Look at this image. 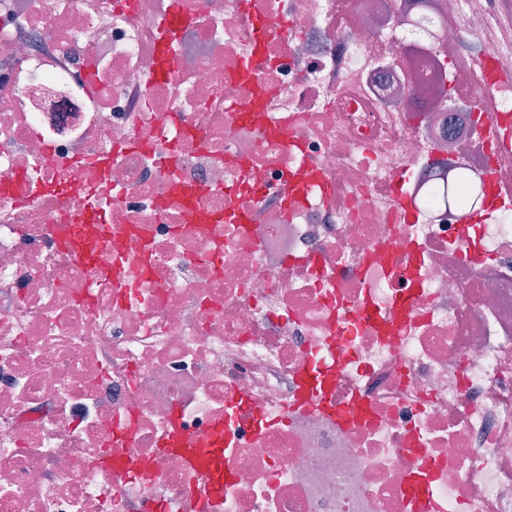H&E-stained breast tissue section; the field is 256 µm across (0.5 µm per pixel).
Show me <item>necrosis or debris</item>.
Returning <instances> with one entry per match:
<instances>
[{"label": "necrosis or debris", "instance_id": "necrosis-or-debris-1", "mask_svg": "<svg viewBox=\"0 0 512 512\" xmlns=\"http://www.w3.org/2000/svg\"><path fill=\"white\" fill-rule=\"evenodd\" d=\"M464 2L0 0V512H409L429 462L427 512H512V206L433 196L512 189V81L472 72L497 0ZM314 365L366 416L304 398ZM175 422L223 424L221 498ZM450 69L448 62L438 64V73L435 81L432 83V101L437 103H449L454 99V86L448 87L447 72Z\"/></svg>", "mask_w": 512, "mask_h": 512}]
</instances>
